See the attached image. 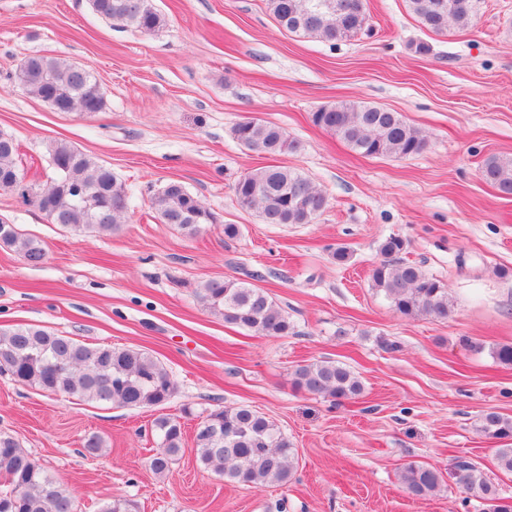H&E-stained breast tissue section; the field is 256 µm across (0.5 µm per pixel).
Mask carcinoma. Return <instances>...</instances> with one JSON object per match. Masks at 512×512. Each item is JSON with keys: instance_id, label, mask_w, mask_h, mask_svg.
Returning <instances> with one entry per match:
<instances>
[{"instance_id": "cac0c4a2", "label": "carcinoma", "mask_w": 512, "mask_h": 512, "mask_svg": "<svg viewBox=\"0 0 512 512\" xmlns=\"http://www.w3.org/2000/svg\"><path fill=\"white\" fill-rule=\"evenodd\" d=\"M93 11L122 27L148 34L163 23L152 0H90ZM410 12L429 32L440 36L455 26L474 25L476 0H407ZM278 26L304 38L336 44L369 28L365 0H266ZM16 81L28 94L57 111L100 112L104 99L97 79L87 70L60 57L31 55L15 71ZM314 125L331 133L355 152L368 157L403 158L422 153L427 140L404 117L389 109L358 101L324 106L312 113ZM232 133L245 149L265 158L297 154L302 143L282 128L259 118L236 123ZM54 177L43 188L26 181L16 163L15 140L0 133V179L20 175L24 181L14 195L26 205L30 193L40 198L41 211L54 224L73 232L112 231L128 212L126 186L112 169L67 142L48 145ZM482 176L504 197H512V158L489 157ZM79 188L86 198L64 206L62 199ZM238 203L254 209L265 224H310L328 206L327 194L300 173L286 166L268 165L242 175L233 185ZM150 207L164 224H174L195 235L214 214L185 186L170 181L150 199ZM0 245L13 247L29 264H41L46 256L41 242L24 236L15 224L0 223ZM405 242L390 236L381 244L382 259L370 274L372 284L396 313L448 317V288L421 268L399 258ZM200 300L227 324L261 336L278 338L294 330L288 314L268 292L245 282L208 280ZM16 384L37 388L79 402H111L143 408L165 404L175 392L166 368L150 353L136 347L86 345L48 328L18 324L0 328V375ZM298 388L337 401L359 396L360 378L346 365L322 360L298 366L293 373ZM159 449L151 457L156 474L170 470L182 451L181 422L168 415L153 422ZM487 436L512 440V418L494 410L480 417ZM194 442L201 466L230 484L253 487L288 486L295 476L298 451L279 427L247 405L218 407L201 416ZM455 478L464 497L475 500L483 512H508L484 471L468 461L455 465ZM403 489L424 499L442 487L437 468L416 462L399 471ZM131 499L105 503L100 512H137ZM0 512H76L71 493L50 476L20 444L0 434Z\"/></svg>"}]
</instances>
